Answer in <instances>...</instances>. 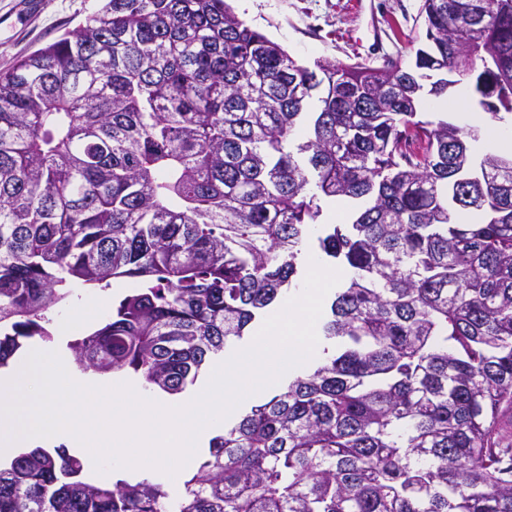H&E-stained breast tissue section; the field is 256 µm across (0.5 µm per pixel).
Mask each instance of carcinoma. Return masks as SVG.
I'll return each mask as SVG.
<instances>
[{
  "label": "carcinoma",
  "instance_id": "carcinoma-1",
  "mask_svg": "<svg viewBox=\"0 0 512 512\" xmlns=\"http://www.w3.org/2000/svg\"><path fill=\"white\" fill-rule=\"evenodd\" d=\"M420 18L406 61L305 65L227 0H106L0 72V368L53 341L74 283L130 279L67 348L179 394L310 241L350 272L321 324L338 348L211 438L176 495L36 447L0 468V512H512V153L420 113L464 84L512 120V0ZM338 198L362 202L352 222L320 223Z\"/></svg>",
  "mask_w": 512,
  "mask_h": 512
}]
</instances>
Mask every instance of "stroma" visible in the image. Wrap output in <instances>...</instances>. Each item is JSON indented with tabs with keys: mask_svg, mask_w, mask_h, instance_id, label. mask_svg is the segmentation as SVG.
<instances>
[{
	"mask_svg": "<svg viewBox=\"0 0 512 512\" xmlns=\"http://www.w3.org/2000/svg\"><path fill=\"white\" fill-rule=\"evenodd\" d=\"M104 0H0V71L73 30ZM237 15L305 63L381 64L422 43V0H231Z\"/></svg>",
	"mask_w": 512,
	"mask_h": 512,
	"instance_id": "35a3bbf8",
	"label": "stroma"
}]
</instances>
